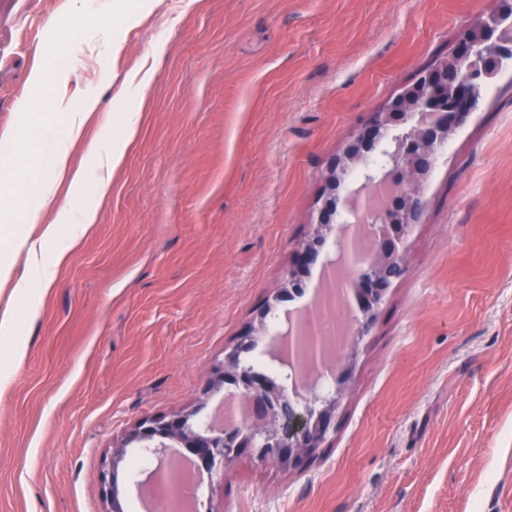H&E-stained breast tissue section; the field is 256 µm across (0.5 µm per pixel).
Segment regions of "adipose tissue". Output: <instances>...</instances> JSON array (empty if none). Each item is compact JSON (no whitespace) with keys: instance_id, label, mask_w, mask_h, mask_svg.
<instances>
[{"instance_id":"obj_1","label":"adipose tissue","mask_w":512,"mask_h":512,"mask_svg":"<svg viewBox=\"0 0 512 512\" xmlns=\"http://www.w3.org/2000/svg\"><path fill=\"white\" fill-rule=\"evenodd\" d=\"M97 105V98H84L78 108L66 110L62 123L38 126L35 145L47 165L41 179L31 183L22 168L14 170L11 197L22 198L25 206L21 222L7 224L9 248L0 251V285L11 287L6 303L0 306V335L10 339L6 356L0 357V389L12 383L27 352L25 326L18 317V307H25L28 317L37 316L40 301L54 286L70 246L96 224V202L110 192L112 173L123 164L139 132L140 112L120 104L113 123L102 126L95 139L87 141L83 166L70 171V147L84 139ZM64 180L69 183L66 202L57 209L52 222H45V208L57 196ZM11 197L0 199V215L9 214ZM52 240L59 247L51 252L46 245ZM20 253L25 256L26 270L18 276L14 262Z\"/></svg>"}]
</instances>
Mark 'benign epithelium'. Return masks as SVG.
Masks as SVG:
<instances>
[{
	"mask_svg": "<svg viewBox=\"0 0 512 512\" xmlns=\"http://www.w3.org/2000/svg\"><path fill=\"white\" fill-rule=\"evenodd\" d=\"M512 42V34L503 32L494 35L483 23L463 35L452 55L455 57L477 58L481 47L490 43L496 47ZM425 80L432 89L436 108L448 115V123H457L471 112L474 89L480 82L476 74L466 76L457 94L448 96V60H443L424 72ZM392 113L375 112L361 127L343 150V156H336L328 163V183L336 182L349 174L345 160L370 150L380 139L383 127ZM445 131L436 126H425L405 137L398 149L386 150L379 155V162L364 166L360 177L364 188L377 187L393 182L405 172L425 173L433 162V147L442 141ZM393 201L402 207V223L392 225L396 239L388 244L385 258L366 250L363 236H354L337 242L339 252L346 259L348 269L366 267L360 276L362 284L356 288L359 310L365 314L378 302L391 283L403 272L397 241L409 224L417 221L422 203L418 192L395 183ZM337 223L336 198L327 195L319 210L311 240L297 252L295 271L289 274L288 282L295 281V275L313 264L318 257V246L324 240L329 225ZM312 322L300 319L292 324L281 346L273 358L282 366L281 373L268 377L243 364L241 353L249 349L252 337L242 336L236 348L224 358V366L212 385L219 388L228 383L235 386L242 397L248 414L236 426L213 431H194L188 424L189 416L179 414L171 417H151L142 420L123 439L117 453L135 445L145 456L156 461V468L149 478L160 480L164 467L170 458L171 443L185 448L193 457L200 474L207 479L224 469V464L250 453L258 459L276 464L298 466L312 457L326 441L330 433L336 398H323L324 407L316 411L309 404L300 401L294 388L300 383L316 390L321 383L323 371L329 368L343 354L344 348L335 353L327 350L323 343L311 336ZM105 499L109 504L107 512H123L118 499L117 473L115 465L102 472Z\"/></svg>",
	"mask_w": 512,
	"mask_h": 512,
	"instance_id": "7a95c632",
	"label": "benign epithelium"
}]
</instances>
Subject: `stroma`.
Returning <instances> with one entry per match:
<instances>
[{
  "instance_id": "obj_1",
  "label": "stroma",
  "mask_w": 512,
  "mask_h": 512,
  "mask_svg": "<svg viewBox=\"0 0 512 512\" xmlns=\"http://www.w3.org/2000/svg\"><path fill=\"white\" fill-rule=\"evenodd\" d=\"M500 0H134L118 47L84 0H0V138L42 162L16 107L55 119L35 72L101 120L140 70L139 133L98 221L26 324L0 391V512H104L99 480L149 417L209 422L235 388L211 378L239 336L265 361L291 317L315 316L335 225L288 286L326 166L372 113L451 54ZM399 244L403 273L331 381L334 428L302 467L245 454L199 512H512V68L448 133ZM271 306L267 326L259 312Z\"/></svg>"
}]
</instances>
